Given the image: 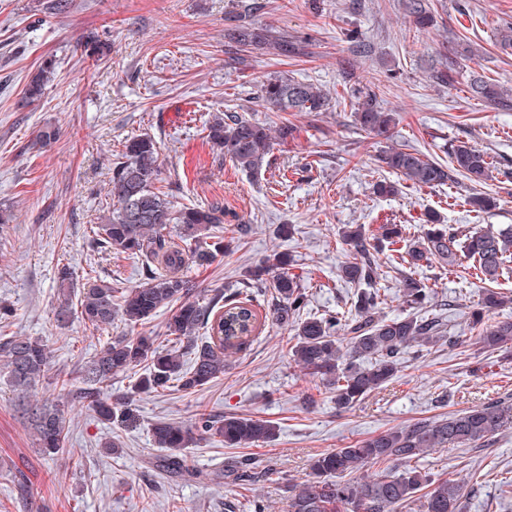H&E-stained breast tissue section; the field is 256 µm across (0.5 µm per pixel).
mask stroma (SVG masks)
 <instances>
[{"mask_svg": "<svg viewBox=\"0 0 512 512\" xmlns=\"http://www.w3.org/2000/svg\"><path fill=\"white\" fill-rule=\"evenodd\" d=\"M257 2L253 22L302 42L303 54L226 52L224 24L239 0H72L62 14L48 10V0H0V209L11 213L0 225V306L10 310L0 332L42 339L52 352L44 378L27 393L13 391L0 372V512H172L174 501L183 512H230L255 497L268 512H287L286 488L307 478L315 455L512 394V356L479 350L467 316L484 281L437 262L418 275L433 289L435 312L456 345L408 350L390 384L347 409L336 408L329 391L291 361V332L269 321L201 391L137 396L131 424H102L57 387L61 373L81 387L101 347L133 333L121 320L96 331L74 317L55 319L61 269L72 274L75 300L91 278L132 288L148 276L93 233L112 210V167L130 137L156 141L158 186L173 205L224 204L223 258L185 270L201 290L233 292L248 268L279 250L295 259L307 314L343 312L355 288L336 276L347 255L342 225L416 224L434 209L463 228L512 226V111L492 109L469 89L476 76L512 87V50L499 45L500 31L512 25V0H430L436 23L425 30L416 29L400 0ZM349 29L373 47L370 57L354 59V74L361 84L381 83L384 106L398 114L392 139L356 129L340 106L285 114L257 97L260 81L280 74L343 93ZM90 32L111 46L99 65L78 45ZM452 42L465 54L449 56ZM47 59L55 62L54 78L40 101L27 102V79ZM450 59L455 85L429 82L430 67ZM218 113L272 126L288 121L294 136L275 142L253 179L208 142L206 126ZM47 127L56 138L37 143ZM459 140L494 157L491 180L461 177L435 189L405 181L397 196L374 195L373 184L388 174L378 161L386 144L444 162ZM479 191L497 199L481 216L467 204ZM240 224L249 225L247 236L237 234ZM283 224L294 225L291 239L280 237ZM37 400L58 405L69 420L66 452L54 460L39 453L25 413ZM204 411L271 421L276 436L251 448L197 444L188 451L191 475L172 477L152 445L151 426L188 425ZM112 436L119 448L110 452L103 442ZM231 456L255 459L280 478L225 485L219 474ZM423 466L460 482L464 512H512V497L501 492L512 479V429L473 447L433 450Z\"/></svg>", "mask_w": 512, "mask_h": 512, "instance_id": "stroma-1", "label": "stroma"}]
</instances>
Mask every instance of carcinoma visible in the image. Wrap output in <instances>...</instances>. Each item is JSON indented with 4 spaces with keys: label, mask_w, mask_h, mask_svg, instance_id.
Masks as SVG:
<instances>
[{
    "label": "carcinoma",
    "mask_w": 512,
    "mask_h": 512,
    "mask_svg": "<svg viewBox=\"0 0 512 512\" xmlns=\"http://www.w3.org/2000/svg\"><path fill=\"white\" fill-rule=\"evenodd\" d=\"M402 9L419 28L433 23L429 0H402ZM349 51L354 55L372 53L371 44L356 30L347 34ZM224 45L240 48L271 49L281 56L303 53L302 47L268 29L256 28L247 16H237L224 32ZM79 46L96 62L104 60L110 44L91 33ZM54 64L44 63L32 75L25 93L32 102L42 98ZM350 82L348 96L356 127L368 134L390 139L395 117L386 111L380 94L369 86L352 82L354 72L343 71ZM430 82L452 86L455 70L444 63L428 73ZM471 89L495 109L512 110V88L505 89L480 76ZM258 98L272 112H324L330 100L314 84L287 76L261 81ZM207 140L230 155L247 175L261 173L274 139L285 140L294 129L283 123L272 135L264 124L232 115H214L207 127ZM124 161L112 167L111 193L116 205L96 226L99 241L141 261L152 270L148 282L135 288H114L91 280L80 299L84 324L102 329L120 318L135 327L145 324L159 309L171 308L164 331L167 346L150 333L119 336L104 345L85 368L86 387L76 397L86 399L102 421L126 414L132 395L168 391L177 386L186 394L195 393L224 374L227 358L238 353L258 330L256 303L271 288L276 300L268 306L271 322L291 327L293 345L290 358L307 374L320 380L335 396L336 406L349 407L389 383L400 371L404 350L433 347L445 338L443 319L427 311L433 291L426 282L406 275L401 280V298L409 307L399 317L380 316L385 295L376 287L380 266L374 255L383 244L395 248L400 263L418 269L431 260L454 267L466 260L481 280L496 281L512 275V229L492 226L461 230L443 222L434 212L424 214L420 231L413 235L401 224H382L368 235L362 224L341 228L340 237L350 252L339 275L359 287L356 299L346 313L302 317L307 305L300 281L292 273L294 259L287 252H274L245 271L242 287L228 298L217 291L202 300L184 269L192 263L211 266L224 256V205L171 206L155 184L160 176L156 142L149 136L127 141ZM386 168L412 185L439 188L462 176L481 181L491 172L490 156L464 141L450 146L449 162L426 157L406 145L391 146L381 157ZM475 212L495 206V197L475 194L468 200ZM169 224L181 226L180 241L168 237ZM512 301L500 292L486 289L479 307L470 311L477 328L476 342L487 351H498L512 344V318L486 324L489 313ZM203 328L205 340L196 339ZM51 362L47 344L28 336L0 338V367L7 370L12 385L28 391L43 378ZM135 375L130 394L113 398L101 385L118 375ZM26 413L34 426L41 453L54 458L64 451L68 435L64 412L53 405H29ZM512 429V398L492 399L481 405L450 413L442 418L421 420L390 429L356 444L314 457L309 478L288 487V512H400L414 505L417 512H460L462 487L459 483L436 478L414 463L437 448L463 447ZM226 448H251L275 435L268 420L251 416L199 414L189 426L157 421L151 428L153 443L167 451V471L182 476L189 472L184 451L197 436ZM393 463L403 467L398 473L382 470L366 477L357 473L376 464ZM271 479V469L254 471L249 460L230 457L224 462V479L232 484L254 482L258 476Z\"/></svg>",
    "instance_id": "1"
}]
</instances>
